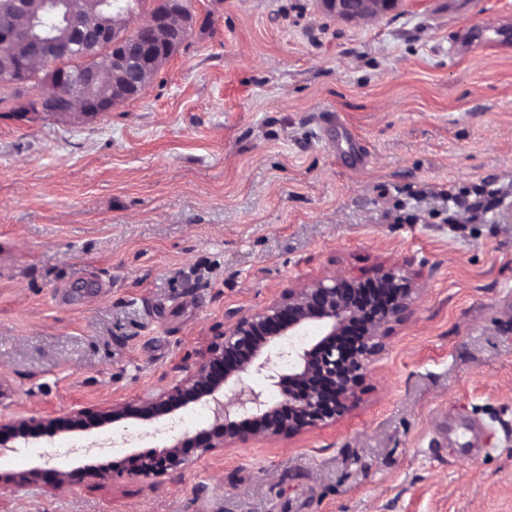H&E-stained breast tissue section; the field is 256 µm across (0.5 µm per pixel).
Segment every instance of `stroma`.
Returning <instances> with one entry per match:
<instances>
[{
	"instance_id": "1",
	"label": "stroma",
	"mask_w": 512,
	"mask_h": 512,
	"mask_svg": "<svg viewBox=\"0 0 512 512\" xmlns=\"http://www.w3.org/2000/svg\"><path fill=\"white\" fill-rule=\"evenodd\" d=\"M191 0L194 24L136 98L94 115H0V415L61 417L172 386L224 327L326 275H417L349 414L157 481L133 456L211 422L130 420L0 449V473L106 465L0 512H512V52L450 36L512 0ZM366 139L331 153L317 115ZM499 202L453 222L480 186ZM328 9L337 17L358 20L384 15L395 0H325ZM319 120L328 126L336 124V149L340 158L345 159L353 170L362 168L366 160V147L363 139L341 123L332 113L321 112ZM342 142L346 146L345 149L340 146Z\"/></svg>"
}]
</instances>
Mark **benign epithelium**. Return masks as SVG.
Masks as SVG:
<instances>
[{"instance_id": "obj_1", "label": "benign epithelium", "mask_w": 512, "mask_h": 512, "mask_svg": "<svg viewBox=\"0 0 512 512\" xmlns=\"http://www.w3.org/2000/svg\"><path fill=\"white\" fill-rule=\"evenodd\" d=\"M394 4L395 0H326L328 9L346 20L378 17ZM163 5L162 10H149L147 21L130 42L106 24L85 31L76 19H69L71 31L89 37L112 60L111 89L106 95L96 93L97 70L73 73L67 69L75 43L55 36L35 39L29 30L6 21L0 23V60L6 63L0 77L14 82L29 78L33 71L48 73L38 86L40 110L51 109L63 94L80 99L88 114L110 110L138 96L141 71L161 65L181 44L192 21L188 0H163ZM23 40L37 43L38 65L15 52ZM373 280L376 295L368 301L357 288V279L330 275L290 288L256 312L232 313L206 352L182 368L185 375L175 385L142 399L114 401L98 418L112 424L172 421L183 409L197 405L208 408L211 428L198 431L187 443L178 440L159 454L133 459L135 472L146 479L180 470L190 449L202 457L252 440L294 438L336 422L351 411L367 362L386 350L389 330L408 318L418 294L416 277L404 266H382ZM358 321L363 322V338L355 351L347 354L336 337ZM314 330L318 331L317 338L302 340ZM251 372L263 377L266 388L257 390L242 384L243 375ZM273 388L280 389L294 404L293 412L282 414L279 404L268 399L267 390ZM87 419L82 410L43 421L26 415L0 417V438L20 443L29 438L33 426L44 421L58 432H68L84 427ZM107 476L105 471L87 468L52 475L32 468L0 475V482H46L54 489H63L89 477Z\"/></svg>"}]
</instances>
